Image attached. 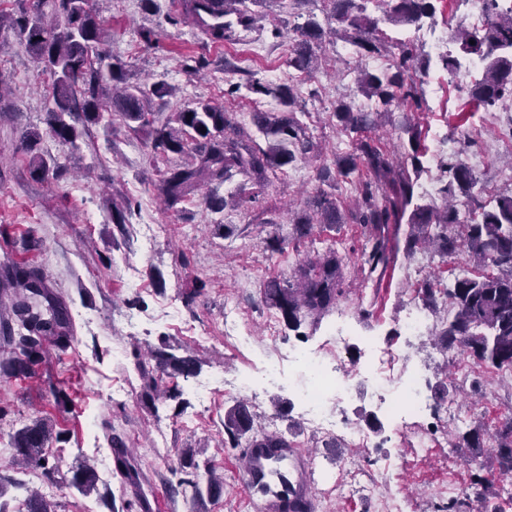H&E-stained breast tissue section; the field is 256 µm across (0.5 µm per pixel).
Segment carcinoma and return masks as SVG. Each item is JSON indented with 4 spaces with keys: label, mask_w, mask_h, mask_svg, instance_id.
<instances>
[{
    "label": "carcinoma",
    "mask_w": 512,
    "mask_h": 512,
    "mask_svg": "<svg viewBox=\"0 0 512 512\" xmlns=\"http://www.w3.org/2000/svg\"><path fill=\"white\" fill-rule=\"evenodd\" d=\"M255 0H181L183 22L197 24L200 11L214 16L208 32L214 43L229 40L234 27L251 28L258 20L248 4ZM326 10V22L313 14L294 26V39L288 56V66L301 72L316 69L319 47L333 35L351 51L352 59L361 62L389 52L392 39L379 31L385 21L394 26L412 25L436 12L437 0H384V19L365 14L357 0H321ZM50 7L46 12L43 7ZM9 23L23 35L27 48L39 67L54 77V107L46 112V124L51 135L61 143L77 147V141L88 133L89 126L98 124L103 112H116L127 131L144 134L146 145L155 154H175L187 161L163 172L158 191L164 204L173 210L194 196L204 185H222L236 171L259 186L270 182L269 174L299 159L309 157L312 143L294 118L299 107L300 91L291 84H263L252 73L241 72V81L230 84V92L246 87L254 94L279 100V112H255L253 124L268 138L262 147L253 134L245 130L237 114L228 112L218 102H198L176 112L159 127L153 126L154 99L173 93L164 84L146 90L128 82L125 65L120 60L103 64L97 52L105 33L87 0H39L35 13L21 12L17 18L0 14V26ZM460 51L485 63L481 78L475 81L469 94L476 105L485 110L512 104V11L500 10L497 0H489L487 22L481 27L462 23L457 26ZM419 63V54L412 46L402 51L399 60L381 71L355 66V89L376 102V108L359 107L351 98L336 101L333 115L352 141V149L336 156L331 164L317 168L316 179L333 182L338 178L353 181L357 193L355 208L349 217L355 224H371L379 229L386 224H399L407 208H412L408 224L407 249L420 243L437 246L445 255L459 250L487 271L478 278L462 277L444 294L451 300L454 316L440 332L448 349H457L472 359L488 363L498 370L512 371V194L500 195L495 205L482 209L477 218L466 225V234L458 240L448 234V228L462 224L454 196L470 201L480 192V179L460 157L440 160V176L448 178L442 189L447 195L444 206L412 205L415 181L422 165L418 157L411 160L413 172L396 170L394 159L370 136L379 119L410 103L420 105L414 90L413 74L427 69ZM82 127H77L76 123ZM206 132H201V129ZM319 219L302 218L296 223L300 237L310 235L313 223L342 224L336 200L322 194L313 201ZM112 224L127 235V208L112 201ZM435 226L436 233H414L423 226ZM364 263L369 273L386 268L387 247L381 237L373 238ZM345 279L343 259L336 249L329 248L303 260L291 277L270 280L262 294L269 305L277 309L290 329L299 328L306 320H319L336 307ZM73 318L66 304L48 284L43 270L26 261L0 264V350L7 356L0 359V371L16 377L33 371L43 361L47 345L61 350L72 346ZM156 369L170 378H188L196 374L200 361L194 355L178 357L165 348L153 352ZM136 369L144 385V397L152 402L174 400L178 392L162 384L141 361ZM102 427L107 432L114 452L115 469L131 480V467L122 442L111 434L112 422ZM254 415L249 406L240 402L224 414L225 448L238 447L239 441L251 435L250 442L267 448H286L288 438L282 434L253 431ZM53 435L52 423L37 417L17 429L9 443L12 460L24 467H40L47 476L60 475L62 486L82 496L96 495L107 509L115 510V499L100 493L93 467L86 461L61 471L60 466H48L44 450ZM459 448H470L479 456L487 441H492L493 463L502 476L512 477V416L488 432L473 427L457 435ZM179 468L190 478L179 483L192 489L193 496L219 497L224 492V479L210 467L205 475L198 474L200 465L192 451H184ZM471 484L487 501L486 512H499L492 501L488 479L478 472L471 475ZM26 512H56L54 503L38 491L26 489Z\"/></svg>",
    "instance_id": "carcinoma-1"
}]
</instances>
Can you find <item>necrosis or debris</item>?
<instances>
[{"instance_id": "1", "label": "necrosis or debris", "mask_w": 512, "mask_h": 512, "mask_svg": "<svg viewBox=\"0 0 512 512\" xmlns=\"http://www.w3.org/2000/svg\"><path fill=\"white\" fill-rule=\"evenodd\" d=\"M404 333L408 344L393 347L367 340V358L355 368H347L343 352L349 337L342 326H335L322 348L316 351L289 350L287 358L269 359L264 367L268 384L279 382L284 362L307 377L298 391L299 416L317 434L336 437L359 448L372 447L369 434L352 421L346 411L351 392L357 384L369 386L379 409L394 420L421 415L415 379L412 375L413 344L428 336L431 316L424 305L411 302L407 308Z\"/></svg>"}]
</instances>
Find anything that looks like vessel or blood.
I'll return each mask as SVG.
<instances>
[{
    "instance_id": "1",
    "label": "vessel or blood",
    "mask_w": 512,
    "mask_h": 512,
    "mask_svg": "<svg viewBox=\"0 0 512 512\" xmlns=\"http://www.w3.org/2000/svg\"><path fill=\"white\" fill-rule=\"evenodd\" d=\"M244 482L248 489L261 493L262 512H282L288 502L310 505L313 487L300 449L264 448L250 445L246 452Z\"/></svg>"
}]
</instances>
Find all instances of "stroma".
<instances>
[{
  "label": "stroma",
  "instance_id": "1",
  "mask_svg": "<svg viewBox=\"0 0 512 512\" xmlns=\"http://www.w3.org/2000/svg\"><path fill=\"white\" fill-rule=\"evenodd\" d=\"M88 5L107 33L101 47L105 59H120L129 82L151 88L163 83L174 93L157 101L156 120L165 123L171 113L199 101L215 100L230 112L248 115L254 110L279 111L276 99L255 98L247 90L227 95L239 72L249 71L270 84L291 83L289 36L273 34L274 20L287 17L281 0H258L253 9L262 14L261 25L236 30L232 39L211 43L198 28L181 23L178 0H153L144 11L141 0H89ZM152 32L144 41L142 29ZM204 58L199 72L186 69L188 58ZM434 93L424 94L420 110L406 108L383 118L375 134L381 146L399 162H410L412 154L431 159L436 131L446 132L464 157H481L475 172L483 188L482 198L512 191V182L502 173L512 164V124L502 110L485 111L469 96L468 87L458 85L438 60H431L425 75ZM0 86L8 94L0 100V261L29 257L44 269L53 289L71 310L78 342L67 350L49 347L45 360L33 374L0 376V406L9 413L0 419V476L14 475L5 439L36 417L54 420L55 430L48 456L64 455L66 463L83 458L94 468L105 467L109 476L100 485L110 487L116 502L145 496L147 512H258L257 500L247 490L239 448H226L224 414L238 399L228 387L240 376L259 379L265 362L289 345L320 347L328 328L346 319L353 331L354 347L364 338L382 344H402L403 316L409 299L421 298L426 277H437L447 287L459 272L477 277L481 267L465 254L442 257L421 247L407 251L408 224H388L382 230L360 224H318L299 247L265 251L263 240L273 235L294 236L297 215L308 211L319 192L315 169L321 159L337 152L344 136L333 115L337 98L349 93L337 73L311 72L300 90L303 104L296 117L314 144L310 159L289 165L272 186L260 187L242 175H233L220 186L206 187L204 194L185 202L182 212L165 210L158 183L168 166L152 156L139 138L129 136L118 118L105 115L91 126L88 136L70 147L54 139L44 117L53 106L52 79L37 70L17 32L0 28ZM422 131L419 146H412L407 130ZM39 134L35 151H28L25 137ZM47 159L51 176L30 175L32 153ZM227 198L223 212L208 210L204 195ZM131 202L130 235L116 238L107 209L109 199ZM227 232H218V225ZM161 226V233L147 239L146 228ZM34 232L43 241L41 249L23 251L21 239ZM385 240L391 262L382 278L368 277L361 255L374 234ZM336 247L346 264L345 294L336 308L320 321L305 322L299 329L281 326L279 342H271L265 323L273 309L261 289L270 279H288L307 255ZM423 264L426 275H412L414 264ZM200 294L193 307L185 295ZM173 302L181 318L162 317L161 306ZM238 307L241 325L251 332L249 349L236 351L226 344L222 320L224 307ZM433 335L417 342L414 361L419 387L428 408L422 423L433 422L447 406L460 416L457 424L436 434V446L423 453L389 441L379 453L391 466L384 474L366 472L358 483L350 481V467L364 451L338 439L313 434L298 417L294 389L288 384L266 388V415L276 418V433L299 442L311 460L313 480L333 472L343 481L331 498L315 495L311 512H384L391 497L402 500V512H479L481 503L469 485L465 449L456 447L459 432L481 425L494 426L512 416V377L473 364L459 371L444 359L445 348L435 333L448 317L444 304L430 307ZM168 343L176 355L193 351L201 363L189 378H177L180 401L153 408L143 399L142 382L135 378L132 351ZM122 358H113V350ZM131 377L129 400L106 401L113 381ZM211 383L215 393L208 409H200L196 386ZM65 387L74 396L70 410H60L50 391ZM110 418L124 440L128 457L144 475L141 489L124 485L112 473L113 457L106 449L101 421ZM165 432L169 448H198L224 478L220 498L201 501L169 498L166 489L179 477L169 460L150 456L158 432ZM455 483L454 498L442 497L441 487Z\"/></svg>",
  "mask_w": 512,
  "mask_h": 512
}]
</instances>
